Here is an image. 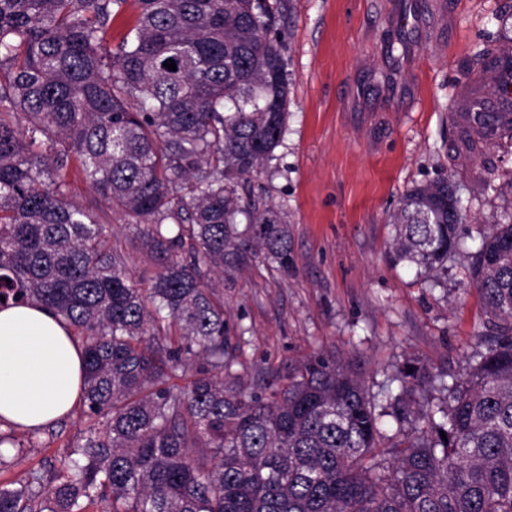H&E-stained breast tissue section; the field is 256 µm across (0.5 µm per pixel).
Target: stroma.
Listing matches in <instances>:
<instances>
[{
	"label": "stroma",
	"mask_w": 512,
	"mask_h": 512,
	"mask_svg": "<svg viewBox=\"0 0 512 512\" xmlns=\"http://www.w3.org/2000/svg\"><path fill=\"white\" fill-rule=\"evenodd\" d=\"M396 0H280L271 37L280 41L290 94L274 157L248 178L254 199L276 206L291 233L293 265L256 259L224 275V320L234 370L262 391L311 356L352 363L370 390L398 391L395 369L413 362L462 377L492 335L466 268L491 224L512 218V146L460 152L467 89L494 99L466 64L492 38L512 43V0H446L452 21L387 47ZM449 178L462 201L459 249L434 278L392 261L389 222L416 184ZM110 229L132 278L152 263L119 215ZM89 425L82 410L28 439L14 430L0 484L33 471L62 475Z\"/></svg>",
	"instance_id": "1"
}]
</instances>
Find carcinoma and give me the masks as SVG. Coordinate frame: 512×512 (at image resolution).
<instances>
[{
  "instance_id": "1",
  "label": "carcinoma",
  "mask_w": 512,
  "mask_h": 512,
  "mask_svg": "<svg viewBox=\"0 0 512 512\" xmlns=\"http://www.w3.org/2000/svg\"><path fill=\"white\" fill-rule=\"evenodd\" d=\"M137 14L117 44L112 23ZM269 0H0V307L40 302L85 339L92 419L56 484L0 485V512H512V221L483 235L471 277L497 336L442 386L408 363L379 409L319 354L270 394L241 386L224 337V270L257 252L286 270L291 235L242 181L272 157L289 87ZM172 60L176 70L163 63ZM512 72L487 43L468 64ZM457 113L461 142L512 137V107ZM104 201L69 196L68 170ZM141 231L146 288L108 212ZM448 179L405 192L391 258L431 275L458 247ZM183 379L178 385L175 380ZM399 424L384 437L382 417ZM446 437H441V434Z\"/></svg>"
}]
</instances>
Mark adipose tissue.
I'll return each instance as SVG.
<instances>
[{
  "label": "adipose tissue",
  "instance_id": "ef3b65f1",
  "mask_svg": "<svg viewBox=\"0 0 512 512\" xmlns=\"http://www.w3.org/2000/svg\"><path fill=\"white\" fill-rule=\"evenodd\" d=\"M84 347L40 303L0 308V422L40 429L83 401Z\"/></svg>",
  "mask_w": 512,
  "mask_h": 512
}]
</instances>
